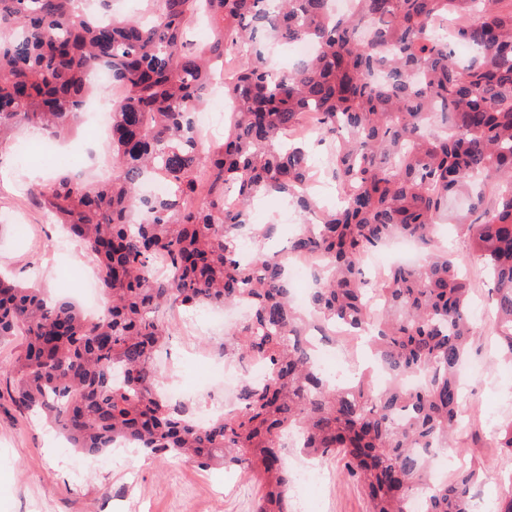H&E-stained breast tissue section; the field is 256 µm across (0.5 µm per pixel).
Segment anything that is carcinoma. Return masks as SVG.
<instances>
[{
	"label": "carcinoma",
	"mask_w": 512,
	"mask_h": 512,
	"mask_svg": "<svg viewBox=\"0 0 512 512\" xmlns=\"http://www.w3.org/2000/svg\"><path fill=\"white\" fill-rule=\"evenodd\" d=\"M156 2L145 24L112 17V0H0V106L15 108L0 112V145L19 126L73 134L97 68L126 87L112 107V180L62 175L39 191L54 223L100 267L102 313L50 303L38 281L0 273V340L22 337L21 351L0 364L16 405L46 413L86 454L122 439L156 457L240 466L262 488L256 512H290L281 446L290 429L303 455L346 459L370 512H405L419 492L426 512H469L471 487L492 470L471 466L432 483L424 457L457 438L459 368L472 336L468 276L446 250L374 282L363 262L395 236L432 249L448 200L465 196L461 223L490 280L499 350L512 361V0H356L348 15L331 13L328 0H281L274 12L269 0ZM201 11L214 30L203 49L189 36ZM265 31L281 43L310 40L317 52L275 79L256 46ZM457 43L474 55L460 59ZM235 50L236 67L224 72L233 120L224 144L206 149L194 113L212 64ZM307 118L318 141L336 143L330 172L341 203L285 252L265 248L277 225L254 228L261 246L244 262L236 239L257 197L316 209L311 147L285 141ZM154 178L168 182L167 196L140 192ZM227 190L237 206H225ZM160 254L168 279L151 275ZM302 255L324 262L312 323L288 298L287 257ZM370 293L381 297L374 317ZM242 298L252 316L225 347L269 378L243 384L239 410L200 430L160 393L155 360L173 335L163 312ZM364 325L392 377L378 396L367 382L347 391L315 371L303 341L315 328ZM416 373L428 374L421 385L402 383ZM494 446L512 455V418L498 424Z\"/></svg>",
	"instance_id": "1"
}]
</instances>
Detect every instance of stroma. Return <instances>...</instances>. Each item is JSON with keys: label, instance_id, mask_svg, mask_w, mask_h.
I'll return each instance as SVG.
<instances>
[{"label": "stroma", "instance_id": "35a3bbf8", "mask_svg": "<svg viewBox=\"0 0 512 512\" xmlns=\"http://www.w3.org/2000/svg\"><path fill=\"white\" fill-rule=\"evenodd\" d=\"M15 140H28L26 154L0 151V213L11 223L0 226V268L20 278L37 276L51 299L81 302L78 281L96 264L80 244L58 247L56 228L32 195H20L30 184L31 170L42 174L41 185L64 174L97 179L96 154L110 135H88L57 141L67 164L48 165L38 160L40 146L27 129ZM438 245L451 249L472 282L469 317L476 336L466 368L468 406L475 416L465 419L462 435L481 427L487 443L477 457L494 470H512V458L500 454L491 437L498 422L512 415V365L498 353L494 330L486 320L491 295L486 274L473 254L469 234L453 223L441 225ZM323 467L338 477L335 486H316L305 493L308 512H369L363 488L350 479L343 461L331 456ZM261 494L258 483L243 471L205 468L179 457L157 459L137 455L132 462L114 460L111 454L82 455L37 413L20 411L12 388L0 379V512H254Z\"/></svg>", "mask_w": 512, "mask_h": 512}]
</instances>
